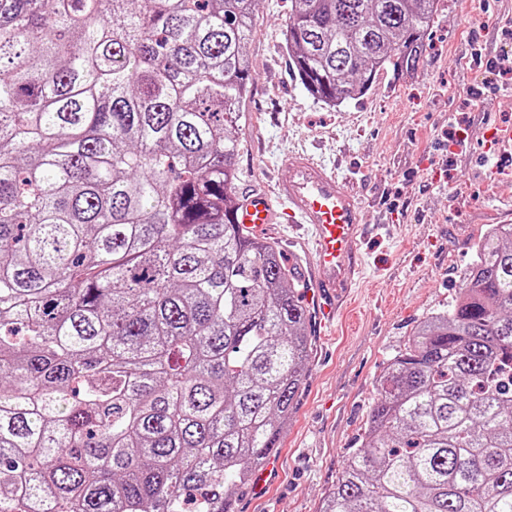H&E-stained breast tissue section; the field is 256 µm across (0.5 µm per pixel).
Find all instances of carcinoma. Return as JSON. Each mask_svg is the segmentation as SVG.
<instances>
[{
  "label": "carcinoma",
  "instance_id": "cac0c4a2",
  "mask_svg": "<svg viewBox=\"0 0 512 512\" xmlns=\"http://www.w3.org/2000/svg\"><path fill=\"white\" fill-rule=\"evenodd\" d=\"M256 0H0V512H232L312 336L234 223ZM336 107L416 70L438 0H290ZM512 224L375 382L321 512H512Z\"/></svg>",
  "mask_w": 512,
  "mask_h": 512
}]
</instances>
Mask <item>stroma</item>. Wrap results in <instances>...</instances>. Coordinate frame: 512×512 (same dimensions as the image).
Here are the masks:
<instances>
[{"label": "stroma", "mask_w": 512, "mask_h": 512, "mask_svg": "<svg viewBox=\"0 0 512 512\" xmlns=\"http://www.w3.org/2000/svg\"><path fill=\"white\" fill-rule=\"evenodd\" d=\"M289 0H259L245 45L254 83L239 122L238 189L267 185L289 151L318 145L354 170L373 231L365 276L330 330H313L308 372L264 488L235 512H320L368 422L374 384L415 326L447 310L486 229L512 224V156L485 149L512 124V81L488 62L512 46V0H439L415 72H381L330 107L288 67Z\"/></svg>", "instance_id": "35a3bbf8"}]
</instances>
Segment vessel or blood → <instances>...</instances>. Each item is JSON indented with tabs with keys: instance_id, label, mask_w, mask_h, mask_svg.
<instances>
[{
	"instance_id": "b4317fda",
	"label": "vessel or blood",
	"mask_w": 512,
	"mask_h": 512,
	"mask_svg": "<svg viewBox=\"0 0 512 512\" xmlns=\"http://www.w3.org/2000/svg\"><path fill=\"white\" fill-rule=\"evenodd\" d=\"M234 220L258 234L295 226L292 246L312 258L307 301L319 326L333 322L361 273L366 231L365 201L347 176L309 152H294L269 187L242 197Z\"/></svg>"
}]
</instances>
